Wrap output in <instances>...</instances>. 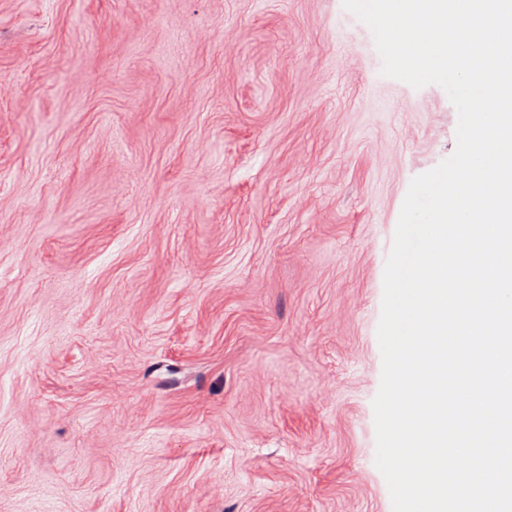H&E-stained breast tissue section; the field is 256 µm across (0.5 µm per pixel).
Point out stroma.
<instances>
[{
	"instance_id": "1",
	"label": "stroma",
	"mask_w": 512,
	"mask_h": 512,
	"mask_svg": "<svg viewBox=\"0 0 512 512\" xmlns=\"http://www.w3.org/2000/svg\"><path fill=\"white\" fill-rule=\"evenodd\" d=\"M342 0H0V512H393L373 400L446 91Z\"/></svg>"
}]
</instances>
